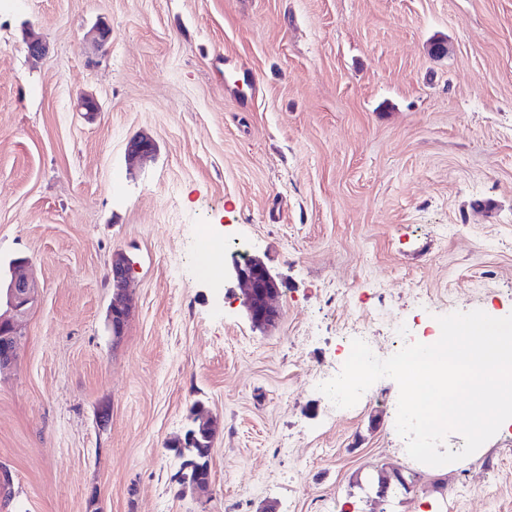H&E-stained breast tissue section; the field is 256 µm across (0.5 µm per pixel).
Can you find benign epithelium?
<instances>
[{"label": "benign epithelium", "mask_w": 512, "mask_h": 512, "mask_svg": "<svg viewBox=\"0 0 512 512\" xmlns=\"http://www.w3.org/2000/svg\"><path fill=\"white\" fill-rule=\"evenodd\" d=\"M156 150L154 141L146 136H136L130 140L127 146L128 158L141 160L151 157ZM31 259L19 258L13 261L10 267V278L6 283L5 312H0V372L13 367L16 363V344L21 335V319L28 313L37 299V284L29 276L28 268ZM131 273V262L122 252L114 253L111 260L112 279L122 284L126 282ZM231 274L241 289V300L251 323L258 328H265L276 323L279 319V311L267 302L260 306L254 301V288L260 286L268 289V296L274 297L278 292V282L267 265L257 256L244 264H235L231 268ZM130 315V303L122 295L113 298L107 311V324L113 335H121ZM189 425L185 430L188 444L187 452L183 457H188V450L193 448L197 430L202 428L215 429L218 420L211 416H202L192 412L188 416ZM181 491H195L205 487L201 483V477L193 471V466L186 463L182 466L180 474Z\"/></svg>", "instance_id": "obj_1"}]
</instances>
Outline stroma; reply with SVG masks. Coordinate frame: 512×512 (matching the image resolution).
<instances>
[{
	"instance_id": "35a3bbf8",
	"label": "stroma",
	"mask_w": 512,
	"mask_h": 512,
	"mask_svg": "<svg viewBox=\"0 0 512 512\" xmlns=\"http://www.w3.org/2000/svg\"><path fill=\"white\" fill-rule=\"evenodd\" d=\"M143 133L156 152L129 164ZM206 236L277 276L271 332ZM22 257L0 512H512V428L433 467L394 380L332 416L312 386L348 323L386 358L415 315L512 314V0H0V278ZM193 408L220 425L182 496ZM130 303L123 296L117 294L113 298L107 311V324L113 335L119 337L130 315Z\"/></svg>"
}]
</instances>
